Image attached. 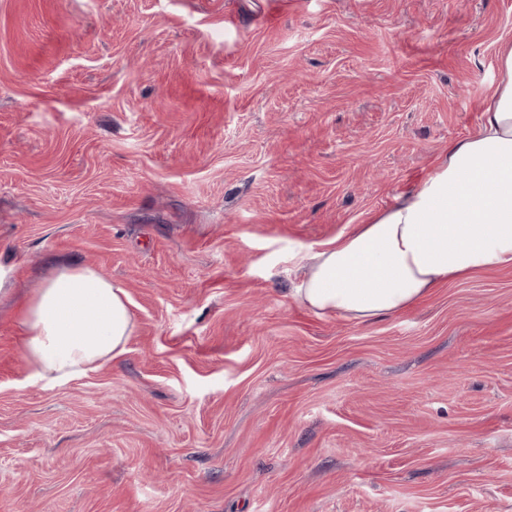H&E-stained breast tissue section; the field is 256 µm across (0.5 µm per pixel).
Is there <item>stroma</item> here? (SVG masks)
Returning a JSON list of instances; mask_svg holds the SVG:
<instances>
[{"mask_svg":"<svg viewBox=\"0 0 512 512\" xmlns=\"http://www.w3.org/2000/svg\"><path fill=\"white\" fill-rule=\"evenodd\" d=\"M512 0H0V512H512V266L370 324L297 304L473 132ZM127 351L31 379L57 261Z\"/></svg>","mask_w":512,"mask_h":512,"instance_id":"obj_1","label":"stroma"}]
</instances>
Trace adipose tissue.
<instances>
[{
  "label": "adipose tissue",
  "mask_w": 512,
  "mask_h": 512,
  "mask_svg": "<svg viewBox=\"0 0 512 512\" xmlns=\"http://www.w3.org/2000/svg\"><path fill=\"white\" fill-rule=\"evenodd\" d=\"M478 128L450 142L407 193L369 223L293 259V298L318 316L370 323L407 310L434 289L512 266V42ZM22 351L34 382L63 385L122 355L135 328L125 288L62 262L25 309Z\"/></svg>",
  "instance_id": "obj_1"
}]
</instances>
